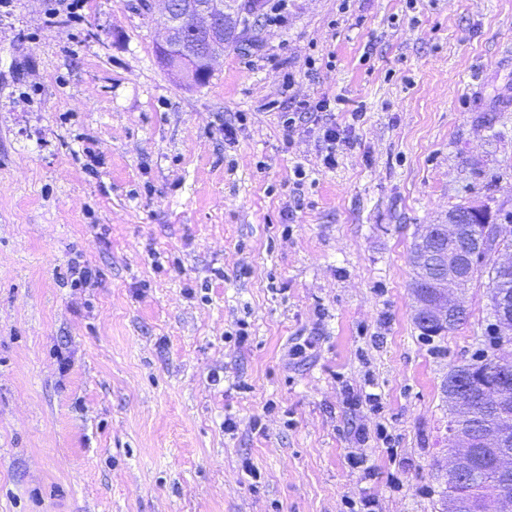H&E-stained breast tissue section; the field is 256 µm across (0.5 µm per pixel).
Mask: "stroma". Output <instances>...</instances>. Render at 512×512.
Listing matches in <instances>:
<instances>
[{"instance_id":"35a3bbf8","label":"stroma","mask_w":512,"mask_h":512,"mask_svg":"<svg viewBox=\"0 0 512 512\" xmlns=\"http://www.w3.org/2000/svg\"><path fill=\"white\" fill-rule=\"evenodd\" d=\"M257 3L203 85L141 0L0 8V512H441L489 279L428 339L410 255L512 212V0ZM85 0H46V15L49 19H56L60 15V6L65 4L66 21L77 23L82 20V11ZM330 111V104L328 101H318L312 104L310 101L302 100L299 101L294 109L288 112H282L281 118H283V125L291 128L296 125L297 121H301L306 118V115L313 114L312 112H327Z\"/></svg>"}]
</instances>
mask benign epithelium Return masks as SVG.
Returning a JSON list of instances; mask_svg holds the SVG:
<instances>
[{
	"mask_svg": "<svg viewBox=\"0 0 512 512\" xmlns=\"http://www.w3.org/2000/svg\"><path fill=\"white\" fill-rule=\"evenodd\" d=\"M149 13L160 10L164 35L156 44L157 59L170 60L169 52L183 48V55L171 63V70L184 74L185 68L202 63L206 72L214 69L215 62L224 54V45L239 35L238 27L245 25L239 15L238 0H147ZM445 241L448 247L438 254V286L434 296L416 299V321L427 325L447 327L456 322L465 309L462 280L464 262L486 248L485 241L472 224L448 221L446 224H423L419 228V241L433 243ZM497 315L502 319L503 333L512 331V299L500 294L494 300ZM496 385L484 397L487 407L498 409L503 404L501 391L512 387V347L501 345L494 357ZM448 463H446V512H462L461 503L477 510L475 494L483 475L475 466V449L492 448L496 452L495 477L512 481V421L507 410L503 419L485 423L477 432L470 431L476 417L474 409L461 397L448 401Z\"/></svg>",
	"mask_w": 512,
	"mask_h": 512,
	"instance_id": "1",
	"label": "benign epithelium"
}]
</instances>
